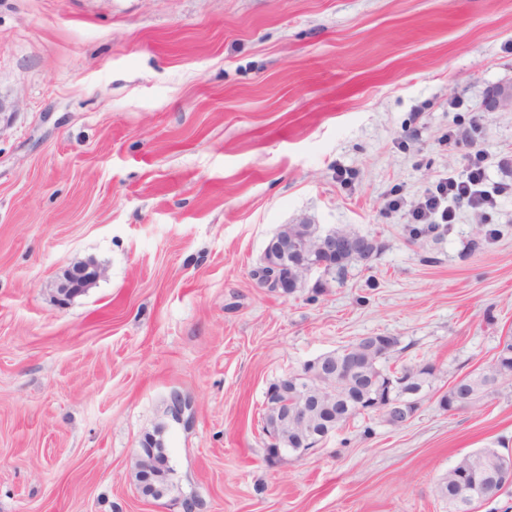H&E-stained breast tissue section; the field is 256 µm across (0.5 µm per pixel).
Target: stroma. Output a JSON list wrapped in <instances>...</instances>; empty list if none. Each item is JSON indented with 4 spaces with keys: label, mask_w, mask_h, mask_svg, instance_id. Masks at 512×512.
Segmentation results:
<instances>
[{
    "label": "stroma",
    "mask_w": 512,
    "mask_h": 512,
    "mask_svg": "<svg viewBox=\"0 0 512 512\" xmlns=\"http://www.w3.org/2000/svg\"><path fill=\"white\" fill-rule=\"evenodd\" d=\"M510 84L512 0H0V512H448L440 477L512 448V381L439 406L512 337V192L479 245L468 207L433 242L388 206L478 149L512 185ZM290 224L382 249L282 296L251 272ZM87 259L101 278L58 307ZM375 335L436 368L415 416L268 461L269 385ZM156 433L158 503L133 479ZM101 275V268L92 260L81 261L65 269L56 283L58 306H66L76 296L86 293Z\"/></svg>",
    "instance_id": "1"
}]
</instances>
